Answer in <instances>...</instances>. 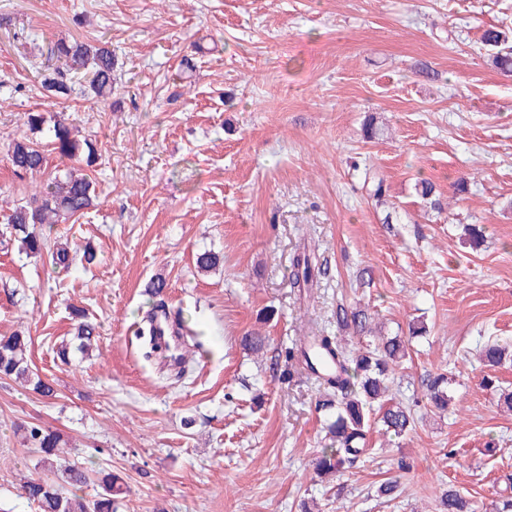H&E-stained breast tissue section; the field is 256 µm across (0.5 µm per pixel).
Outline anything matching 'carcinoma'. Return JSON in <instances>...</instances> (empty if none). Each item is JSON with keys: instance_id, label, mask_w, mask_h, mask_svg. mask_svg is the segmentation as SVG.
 Returning a JSON list of instances; mask_svg holds the SVG:
<instances>
[{"instance_id": "1", "label": "carcinoma", "mask_w": 512, "mask_h": 512, "mask_svg": "<svg viewBox=\"0 0 512 512\" xmlns=\"http://www.w3.org/2000/svg\"><path fill=\"white\" fill-rule=\"evenodd\" d=\"M512 37L509 32L489 28L482 36V45L495 50L492 62L504 73H512V47L503 50ZM50 55L64 60V67L52 78L44 80L43 88L49 92L67 95L72 84L82 83L85 94L97 99H106L112 93L116 70L115 56L105 42L96 44L76 40H59L50 48ZM54 150L60 159L80 161L81 153H87V162H92L95 151L92 143L80 142L72 136L70 123L57 119L50 127ZM14 173L22 177L37 175L45 170L46 156L41 146L27 138L14 141L7 152ZM95 189L85 175L76 176L68 172L62 178H54L35 193L23 205L15 207L4 218L0 235L13 239L27 254L40 255L47 249V237L43 226L54 224L73 216H79L93 206ZM49 260L56 268L67 269L76 261L91 263L94 253L85 249L71 251L59 246L50 251ZM325 275L318 266L316 257L307 251L295 252L291 264V284L299 292H306ZM336 323L353 329L362 335L366 332L369 316L363 310H348L345 306L336 309ZM95 327L87 322L78 323L77 332L69 341L58 347L57 356L67 363L71 349L85 351L94 341ZM29 342L19 332L0 336V376L12 377L33 386L43 397L55 394L51 383L33 373L28 360ZM405 340L395 336L381 338L366 349H349L333 336H305L288 350V359L296 360L311 375L321 380L326 390V399L321 407L332 409V419L327 425L331 443L320 450L314 465L322 478L333 479L353 466L364 451L366 434L372 417L386 431L401 437L413 430L415 418L411 409L401 403L390 401L387 381L393 367L406 356ZM509 354V348L497 343L483 347V360L488 366L501 364ZM447 378L437 375L428 380L429 402L441 412L448 408V393L444 389ZM30 440L43 455L44 461L58 463L57 479L28 480L22 485L26 497L37 503L40 512H114L113 495L120 491L117 477L105 475L99 481L100 491L93 499L76 493L66 494L57 481L76 489L89 480V472L80 462L67 457L61 446L60 435L33 427ZM440 512H474L471 504L454 489H444L439 496Z\"/></svg>"}]
</instances>
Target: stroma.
<instances>
[{"label":"stroma","instance_id":"obj_1","mask_svg":"<svg viewBox=\"0 0 512 512\" xmlns=\"http://www.w3.org/2000/svg\"><path fill=\"white\" fill-rule=\"evenodd\" d=\"M492 27L512 29V0H0V216L66 167L53 152L42 179L14 174L13 140H50L25 123L35 109L93 143L97 194L46 232L94 262L61 271L0 243V336H29L55 387L0 379V512H39L21 490L47 473L34 427L118 476L117 512H439L449 486L495 512L512 493V361L479 352L512 344V77L480 43ZM60 38L108 43L109 98L47 95ZM306 243L328 274L302 297L289 274ZM204 251L216 269L197 268ZM157 277L165 293L149 295ZM340 304L410 337L391 389L416 429L372 425L352 472L328 481L314 469L324 387L286 354L315 333L367 343L337 325ZM77 309L97 341L64 365ZM161 311L193 317L184 372L135 337ZM441 373L453 403L438 413L426 383Z\"/></svg>","mask_w":512,"mask_h":512}]
</instances>
